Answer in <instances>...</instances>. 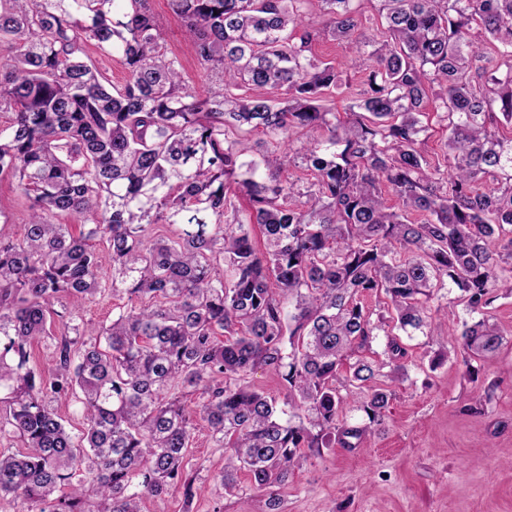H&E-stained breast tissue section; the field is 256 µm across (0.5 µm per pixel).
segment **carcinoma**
<instances>
[{
	"instance_id": "carcinoma-1",
	"label": "carcinoma",
	"mask_w": 512,
	"mask_h": 512,
	"mask_svg": "<svg viewBox=\"0 0 512 512\" xmlns=\"http://www.w3.org/2000/svg\"><path fill=\"white\" fill-rule=\"evenodd\" d=\"M310 2L169 0L199 92L162 51L149 0H0V181L29 210L22 239L0 228V439L24 444L0 450L7 512H142L171 490L190 502L186 390L224 449L215 480L230 492L247 471L274 512L306 452L357 448L381 424L383 379L407 375L404 339L450 335L454 311L428 315L443 281L480 315L462 324L464 348H501L486 315L512 293V0H374L378 38L358 0H321L314 21ZM323 39L369 72L343 119L326 104L340 75L313 55ZM92 50L121 61V86ZM431 107L443 165L421 138ZM253 130L272 139L257 158ZM302 130L320 137L294 149ZM296 164L313 175L304 190ZM61 215L88 227L76 236ZM98 242L112 293L136 304L96 331L67 300L105 291ZM373 294L387 314L366 308ZM44 338L49 376L30 364ZM258 367L285 383L283 406L245 381ZM344 371L368 393L367 425L347 420ZM73 398L77 435L52 406Z\"/></svg>"
}]
</instances>
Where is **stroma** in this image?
<instances>
[{
  "mask_svg": "<svg viewBox=\"0 0 512 512\" xmlns=\"http://www.w3.org/2000/svg\"><path fill=\"white\" fill-rule=\"evenodd\" d=\"M150 4L164 51L180 58L186 81L200 84L193 46L168 0ZM313 52L340 72L342 83L328 97L344 111L365 88L366 72L334 41ZM127 303L126 295L107 291L71 299L70 307L97 327ZM490 314L504 338L493 360L469 358L457 343L414 337L408 379L389 382L394 398L384 424L370 428L361 448H325L302 460L279 491L280 512H512V295L498 298ZM187 460L202 488L192 505L173 492L145 499L144 512H268L248 475L234 492L216 487L224 451L204 425L189 441Z\"/></svg>",
  "mask_w": 512,
  "mask_h": 512,
  "instance_id": "obj_1",
  "label": "stroma"
}]
</instances>
